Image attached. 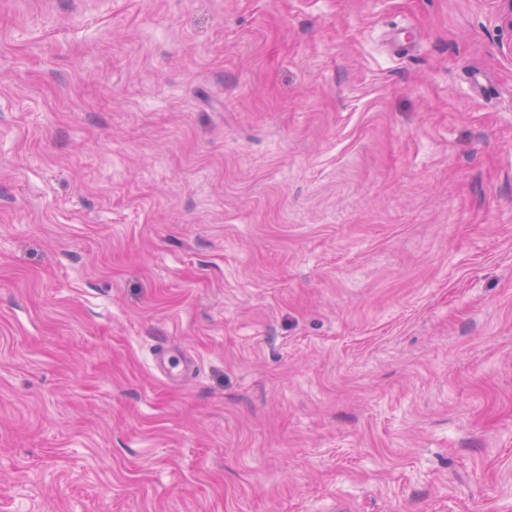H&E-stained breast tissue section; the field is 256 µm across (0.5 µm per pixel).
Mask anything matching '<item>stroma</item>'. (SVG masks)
I'll return each instance as SVG.
<instances>
[{
  "label": "stroma",
  "mask_w": 512,
  "mask_h": 512,
  "mask_svg": "<svg viewBox=\"0 0 512 512\" xmlns=\"http://www.w3.org/2000/svg\"><path fill=\"white\" fill-rule=\"evenodd\" d=\"M510 40L0 0V512H512ZM154 368L157 374L167 380H178L191 374L196 367L191 356L179 354L174 356L167 347H162L154 357Z\"/></svg>",
  "instance_id": "obj_1"
}]
</instances>
